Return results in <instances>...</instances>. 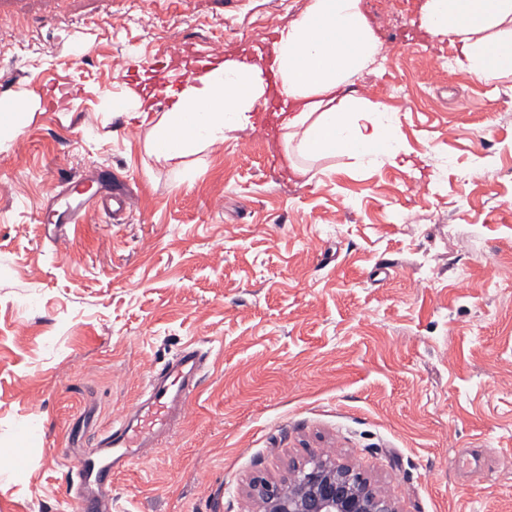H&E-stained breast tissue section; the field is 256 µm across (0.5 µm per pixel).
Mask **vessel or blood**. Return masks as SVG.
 Returning a JSON list of instances; mask_svg holds the SVG:
<instances>
[{"mask_svg": "<svg viewBox=\"0 0 512 512\" xmlns=\"http://www.w3.org/2000/svg\"><path fill=\"white\" fill-rule=\"evenodd\" d=\"M130 213L132 196L120 181L85 197L71 181L58 184L42 221L52 225L53 235L64 239L65 230L83 223L98 210ZM208 355L196 344L182 347L163 368L152 370L135 406L98 431L97 456L75 462L77 512H110L112 475L144 459L147 449L158 446L176 432L205 373Z\"/></svg>", "mask_w": 512, "mask_h": 512, "instance_id": "vessel-or-blood-1", "label": "vessel or blood"}]
</instances>
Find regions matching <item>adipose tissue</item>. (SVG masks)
Segmentation results:
<instances>
[{
    "label": "adipose tissue",
    "mask_w": 512,
    "mask_h": 512,
    "mask_svg": "<svg viewBox=\"0 0 512 512\" xmlns=\"http://www.w3.org/2000/svg\"><path fill=\"white\" fill-rule=\"evenodd\" d=\"M423 25L431 36L460 44L470 74L512 80V0H426ZM377 55L361 0H312L299 18L278 29L266 65L228 58L203 67L166 86L169 105L162 112L132 89L114 96L112 108L148 126L158 164L180 169L187 157L223 144L227 133L254 128L274 88L283 103L282 126L295 143L285 156L295 176L308 173L295 164L298 155L392 164L402 143L386 106L347 91Z\"/></svg>",
    "instance_id": "1"
}]
</instances>
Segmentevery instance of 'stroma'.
<instances>
[{
  "label": "stroma",
  "instance_id": "1",
  "mask_svg": "<svg viewBox=\"0 0 512 512\" xmlns=\"http://www.w3.org/2000/svg\"><path fill=\"white\" fill-rule=\"evenodd\" d=\"M311 0H0V512H76L80 449L187 341L208 370L176 434L112 479V512H254L249 485L326 454L399 512H512V82L461 68L425 0H362L379 42L357 95L385 104L396 164L282 161L280 119L157 165L113 115L130 67L261 56ZM442 53V72L427 62ZM109 171L126 222L89 214L57 244L37 219L60 176ZM428 262L419 274V259ZM42 433L21 442L19 432ZM0 113V145L3 139L13 135L24 123L32 119L34 112H31L27 102L23 99L15 100L11 105L3 108Z\"/></svg>",
  "mask_w": 512,
  "mask_h": 512
}]
</instances>
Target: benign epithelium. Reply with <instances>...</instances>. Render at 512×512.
<instances>
[{
    "label": "benign epithelium",
    "instance_id": "1",
    "mask_svg": "<svg viewBox=\"0 0 512 512\" xmlns=\"http://www.w3.org/2000/svg\"><path fill=\"white\" fill-rule=\"evenodd\" d=\"M252 491L258 512H398L392 495L353 466L330 459H312L282 483L256 479Z\"/></svg>",
    "mask_w": 512,
    "mask_h": 512
}]
</instances>
